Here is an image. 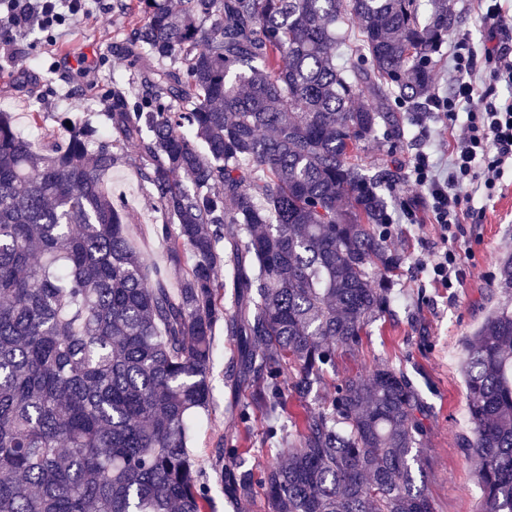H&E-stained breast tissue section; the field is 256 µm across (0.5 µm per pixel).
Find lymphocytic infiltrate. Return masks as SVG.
Listing matches in <instances>:
<instances>
[{
    "instance_id": "lymphocytic-infiltrate-1",
    "label": "lymphocytic infiltrate",
    "mask_w": 512,
    "mask_h": 512,
    "mask_svg": "<svg viewBox=\"0 0 512 512\" xmlns=\"http://www.w3.org/2000/svg\"><path fill=\"white\" fill-rule=\"evenodd\" d=\"M475 4L484 39L477 44L462 34L450 43L449 91H433L430 99L435 110L452 116L461 110L466 119L448 131L447 159L421 151L411 166L415 186L425 190L433 219L444 229L460 223L474 191L494 195L501 172L512 167V99L496 102L479 88L485 77L512 86V49L498 40L506 13L502 0ZM84 6V0H0V29L14 42L31 28L53 27L64 13H78Z\"/></svg>"
}]
</instances>
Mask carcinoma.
Here are the masks:
<instances>
[{
	"label": "carcinoma",
	"mask_w": 512,
	"mask_h": 512,
	"mask_svg": "<svg viewBox=\"0 0 512 512\" xmlns=\"http://www.w3.org/2000/svg\"><path fill=\"white\" fill-rule=\"evenodd\" d=\"M453 0H137L103 126L36 151L0 112V512H207L190 450L218 323L250 406L287 409L283 462L221 477L272 512H435L417 476L427 406L389 367L314 385L390 311V173L368 141L425 109ZM355 63L336 65L343 24ZM168 220L147 266L105 188L126 150ZM233 289L224 307V289ZM476 512H512V306L464 343Z\"/></svg>",
	"instance_id": "cac0c4a2"
}]
</instances>
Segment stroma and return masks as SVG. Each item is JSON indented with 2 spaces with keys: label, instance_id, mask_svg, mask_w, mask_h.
Listing matches in <instances>:
<instances>
[{
  "label": "stroma",
  "instance_id": "obj_1",
  "mask_svg": "<svg viewBox=\"0 0 512 512\" xmlns=\"http://www.w3.org/2000/svg\"><path fill=\"white\" fill-rule=\"evenodd\" d=\"M132 5L133 0H93L89 13L66 15L52 31H31L17 52L0 51V112L11 114L21 136L45 146L61 115L101 122L113 85L138 93L140 77L122 52L139 20ZM401 118L410 131L407 139L397 143L381 135L366 146L371 162L387 160L395 174L393 185L381 188L391 218L386 244L402 260L392 275L391 312L366 327L353 354L339 356L336 373L315 386L309 403L331 400L340 375L348 372L366 373L377 366L404 372L428 407L425 487L435 512H474L480 490L461 446L470 434L462 347L506 298L497 268L512 256V169L504 170L493 197L475 194L476 215L442 234L409 171L417 152L447 137L451 121L432 111L405 112ZM108 185L146 263L165 265L166 248L152 232L163 215L136 167L116 165ZM432 249L457 254L454 287L435 283L421 268ZM236 365L235 338L216 328L210 408L200 417L191 448L208 488V512H271L262 489L228 493L218 471L219 450L228 436L237 438L249 466L258 469L283 458L284 442L267 439L263 412L253 411L245 424L232 419L231 408L249 403L251 396L250 388L231 382Z\"/></svg>",
  "mask_w": 512,
  "mask_h": 512
}]
</instances>
